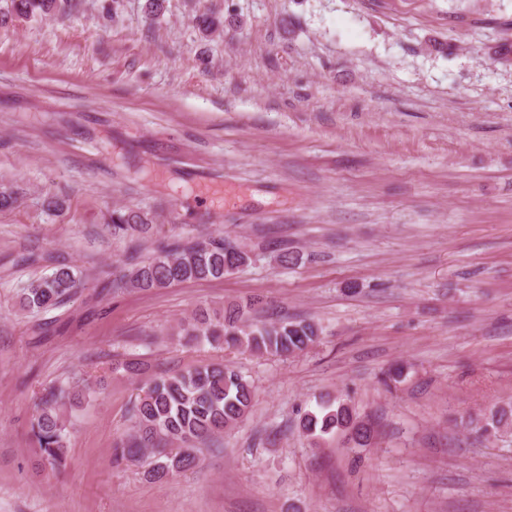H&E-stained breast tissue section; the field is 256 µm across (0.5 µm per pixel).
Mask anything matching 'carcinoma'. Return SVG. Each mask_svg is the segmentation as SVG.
Returning <instances> with one entry per match:
<instances>
[{
    "mask_svg": "<svg viewBox=\"0 0 512 512\" xmlns=\"http://www.w3.org/2000/svg\"><path fill=\"white\" fill-rule=\"evenodd\" d=\"M0 10V25L35 17H53L73 10L72 0H9ZM204 36L224 29V17L215 11L195 16ZM115 238H130L122 266L112 278L102 282L100 292L115 294L127 290L149 291L175 284L220 280L250 264L251 250L222 235L210 234L187 239L162 241L148 257L142 255L135 234L148 230L151 219L130 208H115L108 216ZM85 284L78 270L65 264L51 273L30 280L18 296L20 309L49 313L63 309ZM258 299L209 312L199 308L181 324L178 335L186 343L224 344L246 349L257 355H297L318 336L316 324L301 320L255 323ZM92 396L89 389L55 387L40 399L32 431L44 460L52 465L63 462L71 426L72 410ZM254 391L249 381L231 365H204L149 378L132 411V431L116 445V459L133 458L143 463L151 479L177 476L199 463L198 445L240 422L250 409ZM466 427L495 437L512 427V403L495 404L469 417ZM303 432L313 438L337 431L348 432L359 446L372 439V429L353 408L338 400L326 402L320 411L308 412L301 419Z\"/></svg>",
    "mask_w": 512,
    "mask_h": 512,
    "instance_id": "obj_1",
    "label": "carcinoma"
}]
</instances>
